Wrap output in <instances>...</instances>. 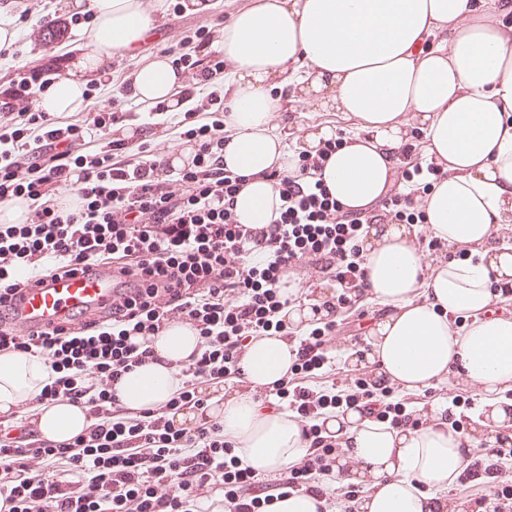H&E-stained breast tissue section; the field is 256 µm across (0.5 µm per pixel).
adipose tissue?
I'll list each match as a JSON object with an SVG mask.
<instances>
[{"label": "adipose tissue", "instance_id": "ef3b65f1", "mask_svg": "<svg viewBox=\"0 0 512 512\" xmlns=\"http://www.w3.org/2000/svg\"><path fill=\"white\" fill-rule=\"evenodd\" d=\"M491 9L512 15V0H251L226 16L215 43L233 87L224 168L246 179L234 204L241 223H269L279 205L269 173L287 168L290 152L271 121L277 83L354 120L355 133L317 172L345 208L368 207L385 194L407 122L423 131L424 155L447 160V177L424 199L427 227L448 246L473 248L477 258L432 267L413 241L414 227H372L364 244L367 289L382 311L368 353L349 364L374 365L384 380L415 391L453 373L467 377L485 394L478 435L512 426V402L496 396L512 385V312L489 306L495 287L512 286V251L493 244L512 221V45L488 22ZM95 19L84 58L41 93L43 111H79L113 50L138 46L151 25L139 0H96ZM130 88L136 102L182 109L169 58L135 71ZM152 346L158 361L134 368L117 387L121 403L136 411L169 399L175 364L193 352L196 338L169 329ZM292 361L285 339L258 338L241 362L243 379L273 387ZM47 378L40 357L1 359L0 412L40 393ZM217 419L258 472L281 469L303 451L300 424L260 412L249 396L228 397ZM40 422L43 436L62 442L85 428L86 417L58 402L42 410ZM324 428L344 437L362 462L339 472L340 482L370 485L360 512H437L435 490L452 484L465 464L460 433L442 424L392 429L348 411L327 417Z\"/></svg>", "mask_w": 512, "mask_h": 512}]
</instances>
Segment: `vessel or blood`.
Returning <instances> with one entry per match:
<instances>
[{"mask_svg":"<svg viewBox=\"0 0 512 512\" xmlns=\"http://www.w3.org/2000/svg\"><path fill=\"white\" fill-rule=\"evenodd\" d=\"M116 278L110 268L93 267L45 279L43 284L21 286L7 305L15 318L17 336L71 329L70 317L80 313L82 322L100 321L112 304Z\"/></svg>","mask_w":512,"mask_h":512,"instance_id":"1","label":"vessel or blood"}]
</instances>
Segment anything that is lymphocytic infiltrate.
<instances>
[{"mask_svg":"<svg viewBox=\"0 0 512 512\" xmlns=\"http://www.w3.org/2000/svg\"><path fill=\"white\" fill-rule=\"evenodd\" d=\"M212 32L182 36L193 43L178 67L195 73L181 86L190 103L170 124L143 123L133 142L113 138L128 115L109 105L62 117L38 108L55 63L25 60L0 80V206L26 207L18 224H0V295L92 265L117 274L116 297L96 324L68 332L16 336L0 302V358L41 357L48 381L30 398L19 433L0 427V512H268L292 493L322 499L327 512H347L358 492L336 483L347 441L324 435V415L350 410L394 429L426 425L428 400L381 382L372 368L331 367L326 337L348 317H365L363 242L376 224L424 223L423 190L448 174L445 160L406 166L415 145L399 148L391 188L376 204L352 211L330 197L318 168L334 143L300 152L298 174L275 173L280 206L271 223H239L233 200L242 187L224 168V96L208 84L224 72ZM189 145L187 165L170 166L169 145ZM151 213L152 223L142 221ZM311 283L329 278L337 292L289 293L301 268ZM324 317L297 329L281 313L299 299ZM184 313L203 346L178 365L179 382L163 404L125 407L115 387L128 370L155 361L150 344L169 313ZM287 340L294 361L276 388L257 394L261 407L303 424L305 452L264 474L241 459L224 427L206 422L186 430L173 416L208 402L201 386L239 372L261 336ZM65 399L84 412L82 433L58 443L36 434L42 406ZM480 464V512H512V440L495 439ZM171 488L168 496L159 486Z\"/></svg>","mask_w":512,"mask_h":512,"instance_id":"f902f5d3","label":"lymphocytic infiltrate"}]
</instances>
